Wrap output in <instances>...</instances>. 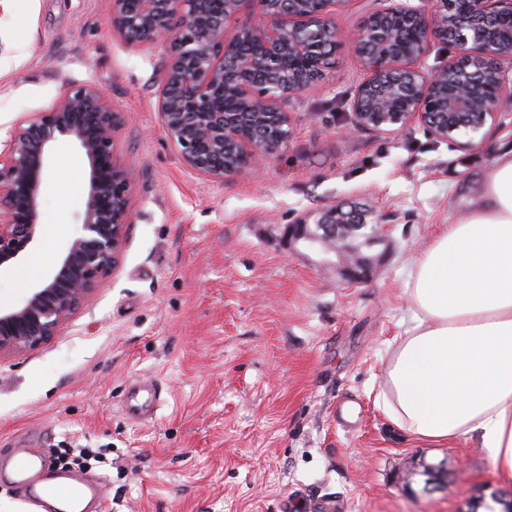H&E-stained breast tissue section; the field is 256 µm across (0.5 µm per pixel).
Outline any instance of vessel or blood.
Segmentation results:
<instances>
[{
    "label": "vessel or blood",
    "mask_w": 512,
    "mask_h": 512,
    "mask_svg": "<svg viewBox=\"0 0 512 512\" xmlns=\"http://www.w3.org/2000/svg\"><path fill=\"white\" fill-rule=\"evenodd\" d=\"M159 398L155 386L133 384L123 403L125 412L140 417L152 412ZM20 483L35 488L38 497L49 498L67 505L76 500L102 495V485H91L76 479H62L55 475L47 459L38 458L27 448L13 449L8 460Z\"/></svg>",
    "instance_id": "obj_1"
}]
</instances>
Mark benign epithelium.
<instances>
[{"instance_id": "1", "label": "benign epithelium", "mask_w": 512, "mask_h": 512, "mask_svg": "<svg viewBox=\"0 0 512 512\" xmlns=\"http://www.w3.org/2000/svg\"><path fill=\"white\" fill-rule=\"evenodd\" d=\"M251 2L259 22L225 38L227 23ZM346 0H112V26L133 43L163 45L168 65L158 109L164 133L191 172L222 181L259 155L271 156L288 137L271 142L259 124L290 126L280 103L319 83L332 64L316 56L344 48L360 59L366 78L352 101L353 127L395 132L417 118L434 137L464 147L484 143L506 93L498 62L512 56V0H388L361 28L344 35L334 16ZM248 37L259 47L240 55ZM434 41L457 55L425 70ZM122 116L105 92L87 82L68 84L44 112L21 118L0 148V267L22 259L35 244L39 206L53 143L75 141L89 162L81 230L47 278L17 307H0V359L49 342L117 269L131 223L134 167L116 154ZM463 135L464 141H457ZM368 213L333 206L309 233L307 220L290 224L288 240L309 248L355 236ZM343 244L338 262L350 282L371 273Z\"/></svg>"}]
</instances>
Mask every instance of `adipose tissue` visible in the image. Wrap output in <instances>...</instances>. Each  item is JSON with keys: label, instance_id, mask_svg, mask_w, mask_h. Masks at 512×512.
I'll list each match as a JSON object with an SVG mask.
<instances>
[{"label": "adipose tissue", "instance_id": "ef3b65f1", "mask_svg": "<svg viewBox=\"0 0 512 512\" xmlns=\"http://www.w3.org/2000/svg\"><path fill=\"white\" fill-rule=\"evenodd\" d=\"M409 302L383 373L391 421L427 445L479 439L512 485V153L494 159L483 206L422 249Z\"/></svg>", "mask_w": 512, "mask_h": 512}]
</instances>
